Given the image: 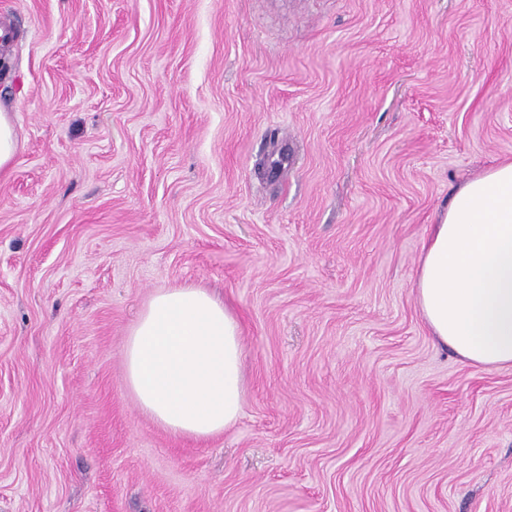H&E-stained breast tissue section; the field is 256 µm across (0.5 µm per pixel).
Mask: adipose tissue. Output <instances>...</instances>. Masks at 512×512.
I'll use <instances>...</instances> for the list:
<instances>
[{"label": "adipose tissue", "instance_id": "1", "mask_svg": "<svg viewBox=\"0 0 512 512\" xmlns=\"http://www.w3.org/2000/svg\"><path fill=\"white\" fill-rule=\"evenodd\" d=\"M431 336L483 368H512V161L466 181L434 224L414 281ZM125 383L175 437L223 433L246 394L242 326L204 288L153 293L124 342Z\"/></svg>", "mask_w": 512, "mask_h": 512}]
</instances>
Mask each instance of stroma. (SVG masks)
Segmentation results:
<instances>
[{
    "instance_id": "1",
    "label": "stroma",
    "mask_w": 512,
    "mask_h": 512,
    "mask_svg": "<svg viewBox=\"0 0 512 512\" xmlns=\"http://www.w3.org/2000/svg\"><path fill=\"white\" fill-rule=\"evenodd\" d=\"M0 512H512V368L414 291L512 160V0H0ZM242 320L238 421L177 439L124 338L157 290ZM18 149V141L10 112L0 108V173L10 168Z\"/></svg>"
}]
</instances>
